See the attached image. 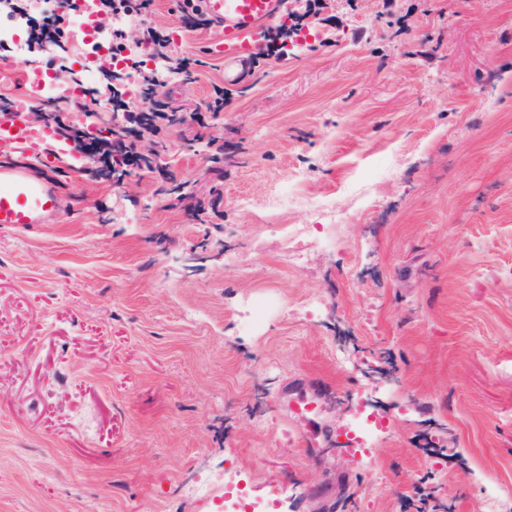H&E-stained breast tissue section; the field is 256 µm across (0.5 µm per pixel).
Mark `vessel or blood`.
<instances>
[{
	"mask_svg": "<svg viewBox=\"0 0 512 512\" xmlns=\"http://www.w3.org/2000/svg\"><path fill=\"white\" fill-rule=\"evenodd\" d=\"M202 7L224 33L217 49L224 54L227 79L240 83L250 76L267 23L287 9L288 0H202ZM16 153L55 167L76 150L58 126L27 123L13 107L0 115V155ZM60 208L51 183L32 177L26 168L0 166V226L44 224Z\"/></svg>",
	"mask_w": 512,
	"mask_h": 512,
	"instance_id": "1",
	"label": "vessel or blood"
}]
</instances>
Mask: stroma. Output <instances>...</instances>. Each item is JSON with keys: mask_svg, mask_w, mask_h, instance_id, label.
I'll return each instance as SVG.
<instances>
[{"mask_svg": "<svg viewBox=\"0 0 512 512\" xmlns=\"http://www.w3.org/2000/svg\"><path fill=\"white\" fill-rule=\"evenodd\" d=\"M194 6L114 33L199 61L157 83L186 112L154 169L28 160L63 213L0 227V512H217L211 484L235 512H487L512 490V0H320L242 85ZM359 410L383 427L356 456Z\"/></svg>", "mask_w": 512, "mask_h": 512, "instance_id": "obj_1", "label": "stroma"}]
</instances>
